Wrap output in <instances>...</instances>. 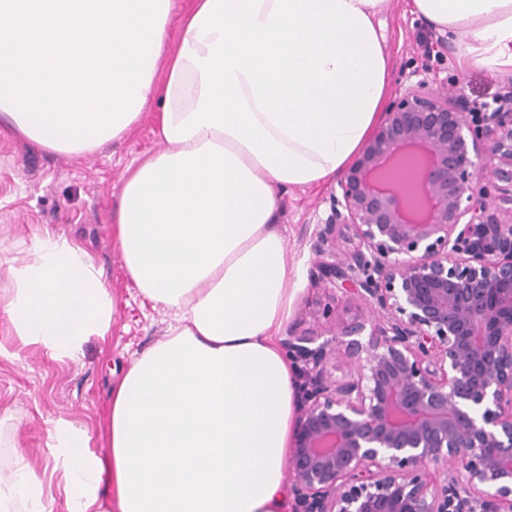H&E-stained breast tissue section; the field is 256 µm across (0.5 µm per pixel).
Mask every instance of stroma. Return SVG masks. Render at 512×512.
Listing matches in <instances>:
<instances>
[{
	"label": "stroma",
	"mask_w": 512,
	"mask_h": 512,
	"mask_svg": "<svg viewBox=\"0 0 512 512\" xmlns=\"http://www.w3.org/2000/svg\"><path fill=\"white\" fill-rule=\"evenodd\" d=\"M383 21L393 90L424 81L435 90L462 93L478 107L512 85L511 75L462 68L457 38H442L425 26L411 13L410 0H391ZM159 113V107H152L122 141L83 157L0 136V245L21 252L35 228L45 224L75 234L102 268L118 302L111 338L105 343L91 338L76 364L56 363L22 346L0 319V470L8 469L16 447L26 451L37 470L50 465L44 428L58 418L86 429L98 455L111 452L107 415L112 384L127 370L133 353L152 345L165 328V314L144 304L126 277L112 236L115 187L132 159L159 149ZM336 187L330 181L284 195L288 258L302 268L293 310L305 312L308 328L317 327L313 311L326 298L312 275L314 246Z\"/></svg>",
	"instance_id": "35a3bbf8"
}]
</instances>
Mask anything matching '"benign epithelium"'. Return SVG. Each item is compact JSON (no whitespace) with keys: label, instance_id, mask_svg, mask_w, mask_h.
Listing matches in <instances>:
<instances>
[{"label":"benign epithelium","instance_id":"1","mask_svg":"<svg viewBox=\"0 0 512 512\" xmlns=\"http://www.w3.org/2000/svg\"><path fill=\"white\" fill-rule=\"evenodd\" d=\"M338 188L317 278L358 314L284 342L295 512H512V87H407Z\"/></svg>","mask_w":512,"mask_h":512}]
</instances>
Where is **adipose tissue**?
<instances>
[{
	"label": "adipose tissue",
	"mask_w": 512,
	"mask_h": 512,
	"mask_svg": "<svg viewBox=\"0 0 512 512\" xmlns=\"http://www.w3.org/2000/svg\"><path fill=\"white\" fill-rule=\"evenodd\" d=\"M390 0H0V129L68 157L125 138L161 107L162 149L128 167L115 243L165 335L112 385V452L51 421L68 512H289L293 369L278 343L300 267L287 190L336 178L391 91ZM463 34L468 64L512 74V0H413ZM181 37L172 41L171 27ZM116 299L92 255L44 229L0 247V315L25 345L79 362L112 334ZM0 512H46L22 452L0 471Z\"/></svg>",
	"instance_id": "ef3b65f1"
}]
</instances>
